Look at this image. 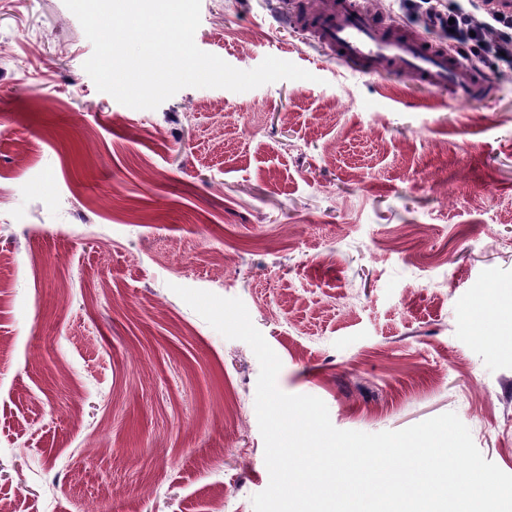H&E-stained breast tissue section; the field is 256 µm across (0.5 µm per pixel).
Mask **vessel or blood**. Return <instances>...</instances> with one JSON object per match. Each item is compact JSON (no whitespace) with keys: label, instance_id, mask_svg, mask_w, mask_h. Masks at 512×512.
<instances>
[{"label":"vessel or blood","instance_id":"obj_1","mask_svg":"<svg viewBox=\"0 0 512 512\" xmlns=\"http://www.w3.org/2000/svg\"><path fill=\"white\" fill-rule=\"evenodd\" d=\"M291 21L324 52L367 75L378 76L395 68L419 83L448 89L465 100L488 90L457 55L414 31L384 30L358 0H323L320 9L296 12Z\"/></svg>","mask_w":512,"mask_h":512}]
</instances>
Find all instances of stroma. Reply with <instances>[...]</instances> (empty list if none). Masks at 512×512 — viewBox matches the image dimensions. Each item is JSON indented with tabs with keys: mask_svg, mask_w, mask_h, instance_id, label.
Instances as JSON below:
<instances>
[{
	"mask_svg": "<svg viewBox=\"0 0 512 512\" xmlns=\"http://www.w3.org/2000/svg\"><path fill=\"white\" fill-rule=\"evenodd\" d=\"M440 45L484 0H359ZM288 0H201L195 43L312 80L97 90L63 0H0V495L21 512H254L251 347L173 291L240 298L279 389L334 427L453 412L512 473V53L470 102L328 58Z\"/></svg>",
	"mask_w": 512,
	"mask_h": 512,
	"instance_id": "1",
	"label": "stroma"
}]
</instances>
